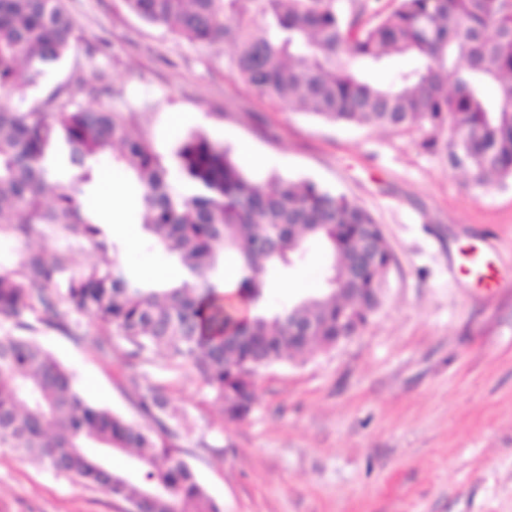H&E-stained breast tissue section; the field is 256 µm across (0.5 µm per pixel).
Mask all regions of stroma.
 <instances>
[{
  "instance_id": "1",
  "label": "stroma",
  "mask_w": 512,
  "mask_h": 512,
  "mask_svg": "<svg viewBox=\"0 0 512 512\" xmlns=\"http://www.w3.org/2000/svg\"><path fill=\"white\" fill-rule=\"evenodd\" d=\"M79 36L10 104L25 111L58 86L109 75L103 104L135 112L164 160L197 131L235 150L259 183L310 180L343 193L381 224L396 262L367 325L305 362L259 369L256 402L225 418L188 367L129 360L115 341L100 354L96 320L81 341L36 326L32 336L71 373L92 404L148 432L136 388L158 384L181 421L180 455L221 512H512V179L479 184L427 148L425 127L328 123L260 96L236 80L230 42L193 43L146 23L125 0H64ZM108 172L106 162L94 166ZM111 173V172H108ZM102 218L137 221L135 184L111 173ZM132 275L173 257L147 236L117 239ZM482 251L486 278L462 274ZM309 240L300 269L265 276L264 302L281 310L303 295L299 270L323 277ZM100 489L0 448V512H129Z\"/></svg>"
}]
</instances>
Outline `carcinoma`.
Returning a JSON list of instances; mask_svg holds the SVG:
<instances>
[{"label":"carcinoma","instance_id":"1","mask_svg":"<svg viewBox=\"0 0 512 512\" xmlns=\"http://www.w3.org/2000/svg\"><path fill=\"white\" fill-rule=\"evenodd\" d=\"M125 2L190 42L231 39L234 75L291 110L336 123L426 126V147L452 150L476 182L512 179V0H398L386 13L364 0L350 15L337 0ZM75 40L63 0H0V91L36 83ZM395 56L415 66L388 85L366 79ZM107 83L102 71L25 112L0 102V228L24 242L49 230L65 239L27 250L19 273H0V322L11 324L0 332V448L137 512H220L181 458L168 424L175 415L156 386H136L139 411L157 426L151 435L89 403L50 352L15 330L32 328L33 315L79 341L75 318H93L107 333L96 340L100 353L112 351L114 338L143 362L161 353L208 386L226 418L242 420L255 403L258 368L303 361L367 323L383 303L395 255L373 215L341 194L308 180L261 184L200 132L180 140L172 171L133 132L135 113L70 109L74 93L95 97ZM60 140L66 184L48 163ZM105 156L135 182L139 223L176 258L180 283L146 284L109 259L117 246L84 199L91 163ZM312 238L326 254L323 287L267 314L266 271L295 267ZM83 248L88 259L76 271L71 254ZM227 250L240 261L231 295L213 279ZM233 298L253 315L237 316ZM90 446L133 454L136 475L113 471Z\"/></svg>","mask_w":512,"mask_h":512}]
</instances>
